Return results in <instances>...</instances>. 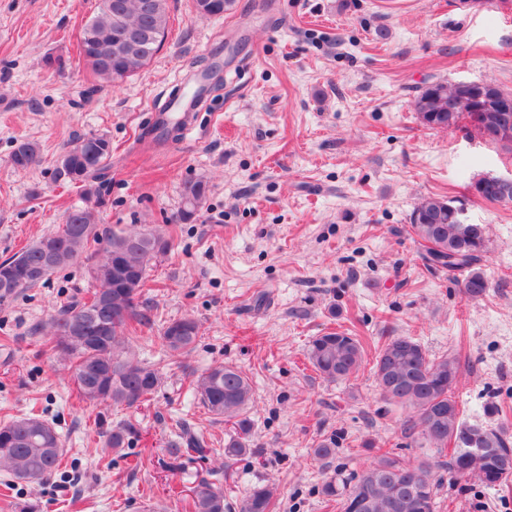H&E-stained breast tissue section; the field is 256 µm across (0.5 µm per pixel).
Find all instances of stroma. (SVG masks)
<instances>
[{
  "label": "stroma",
  "instance_id": "stroma-1",
  "mask_svg": "<svg viewBox=\"0 0 512 512\" xmlns=\"http://www.w3.org/2000/svg\"><path fill=\"white\" fill-rule=\"evenodd\" d=\"M98 0H0V261L91 206L100 234L149 226L171 250L149 272L146 298L159 319H197L192 350L169 359L160 339L135 343L160 365L161 387L137 407L78 404L67 370L35 326L93 290L82 254L36 287L0 304V422L39 410L64 440L58 478L5 489L0 512L33 501L39 512H138L145 496L181 512L186 491L212 463L174 468L166 442L189 425L213 442L230 431L201 408L190 372L226 363L250 377L253 454L222 483L231 512L263 484L276 512H341L320 488L347 490L378 449L416 459L402 436L406 409L383 401L369 368L329 384L304 357L331 329L369 346L409 336L430 354L456 352V385L468 423L512 431V203L476 197L472 185L512 174V151L485 141L469 118L446 131L413 110L428 81H495L512 93V0H235L224 15L196 16L192 0H169L163 48L120 83L91 73L79 52ZM62 59L63 69L46 65ZM219 70L191 128L156 127L157 107ZM112 142L90 188L59 186L54 168L78 139ZM23 141L38 165L14 169ZM207 184L193 221L179 218L186 182ZM442 197L483 225V297L467 298L463 274L430 267L410 231L421 198ZM138 430L128 447L103 442L116 425ZM339 442L329 464L319 440ZM440 512H512V483L498 489L441 474Z\"/></svg>",
  "mask_w": 512,
  "mask_h": 512
}]
</instances>
